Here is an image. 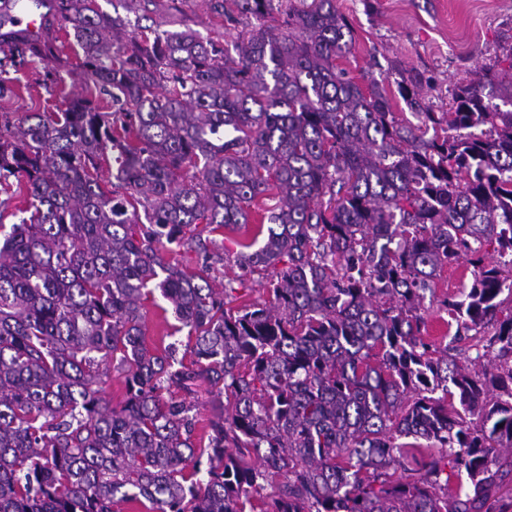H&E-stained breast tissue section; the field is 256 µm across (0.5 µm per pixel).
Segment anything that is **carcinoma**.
<instances>
[{"label": "carcinoma", "instance_id": "carcinoma-1", "mask_svg": "<svg viewBox=\"0 0 512 512\" xmlns=\"http://www.w3.org/2000/svg\"><path fill=\"white\" fill-rule=\"evenodd\" d=\"M35 2L81 48L86 94L0 120V512H254L267 489L264 512H512V64L448 112L401 76L414 123L338 64L355 31L336 0H202L206 37L185 0H125L147 21L132 31L96 0ZM0 53L52 83L61 66L22 29ZM259 198L263 245L235 260L278 272L233 308L247 281L211 284L225 248L203 233L246 226ZM459 262L471 286L439 311L474 341L468 366L424 336ZM156 290L188 360L145 343ZM195 2H190L186 4L180 5L183 10V17L185 19V23L200 31L202 35H207L209 32V26L207 24L208 19L204 14L203 7L201 6L200 0H194ZM101 384L102 396L112 402V405L119 404L124 397L123 377L111 365L108 375Z\"/></svg>", "mask_w": 512, "mask_h": 512}]
</instances>
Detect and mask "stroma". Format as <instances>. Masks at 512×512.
I'll return each mask as SVG.
<instances>
[{"label": "stroma", "mask_w": 512, "mask_h": 512, "mask_svg": "<svg viewBox=\"0 0 512 512\" xmlns=\"http://www.w3.org/2000/svg\"><path fill=\"white\" fill-rule=\"evenodd\" d=\"M356 32L355 47L341 61L360 82L376 80L394 90L398 69L421 73L423 94L436 112L448 111L458 85L473 79L480 66L512 65V0H336ZM56 85L43 82L35 64L5 66L0 78L16 94L0 100V113L51 112L61 97L81 96L83 87L72 67L59 72ZM172 313L150 304L144 310L145 341L163 350L184 344Z\"/></svg>", "instance_id": "1"}]
</instances>
